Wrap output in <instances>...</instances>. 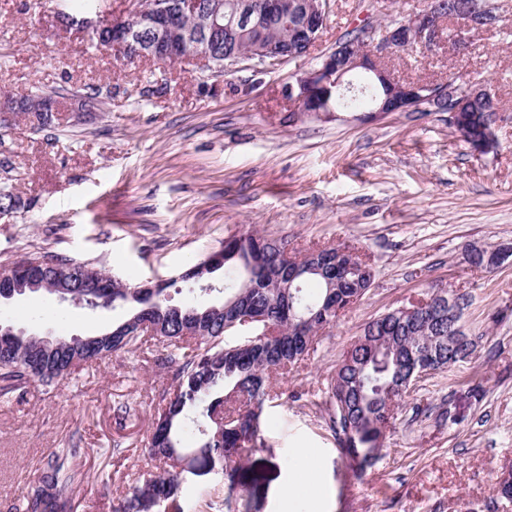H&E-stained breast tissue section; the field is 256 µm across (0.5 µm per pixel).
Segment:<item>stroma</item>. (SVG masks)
Returning a JSON list of instances; mask_svg holds the SVG:
<instances>
[{
  "instance_id": "obj_1",
  "label": "stroma",
  "mask_w": 512,
  "mask_h": 512,
  "mask_svg": "<svg viewBox=\"0 0 512 512\" xmlns=\"http://www.w3.org/2000/svg\"><path fill=\"white\" fill-rule=\"evenodd\" d=\"M25 2L0 0V94H103L96 111L61 113L54 128L35 131L18 115L0 134V187L20 201L0 216V262L52 252L131 284L170 281L175 304L217 299L223 272L211 276L210 293L179 275L241 232L287 238L295 253L348 244L375 269L362 300L275 375L264 447L234 477L186 486V512H512L496 492L512 463V260L492 271L466 261L470 247L512 243V0H498V27L477 34L468 52L449 45L391 62L406 79L453 72L489 82L501 107L499 147L482 156L444 112L310 115L287 97L361 20L384 24L426 0H330L310 55L221 75L127 62L92 48L85 32L59 29L54 0L38 13ZM439 288L467 294L462 324L476 351L409 389L378 461L355 474L331 428L336 365L370 319ZM129 313L122 303L93 310L42 293L0 301L1 324L53 336L106 332ZM176 369L122 351L31 385L25 398H0V512H24L26 488L73 444L87 479L67 512H114L129 484L157 472L142 446ZM302 448L319 468L292 498Z\"/></svg>"
}]
</instances>
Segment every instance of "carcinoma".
I'll list each match as a JSON object with an SVG mask.
<instances>
[{"instance_id":"cac0c4a2","label":"carcinoma","mask_w":512,"mask_h":512,"mask_svg":"<svg viewBox=\"0 0 512 512\" xmlns=\"http://www.w3.org/2000/svg\"><path fill=\"white\" fill-rule=\"evenodd\" d=\"M250 34L238 45L246 53L258 42L282 41L288 28L273 18L258 14ZM482 105L466 113L467 135L482 136ZM288 243L281 238L253 232L224 240V300L175 305L166 296L169 283L162 282L149 310L128 297L133 285L107 282L110 304L129 303L133 314L145 311L162 329L154 336L144 330L128 329L112 342L100 341L87 348L82 360L92 362L113 353L135 351L157 341L163 351L156 362L180 361L174 374V390L157 409L154 427L143 453L164 464L162 472L132 487L119 503V512H183L182 486L218 470L239 469L243 453L265 446L261 415L268 396L271 374L285 370L314 349L319 331L330 326L341 309L361 300L355 278L368 280L371 272L355 263L342 267L343 246L329 247V265L321 272L302 270L296 280L304 304L316 318L300 323L298 310L279 291L288 283ZM27 264L24 273L56 283L68 271L72 260L47 252L26 254L5 262L7 266ZM261 317L257 334L228 343L231 330L224 320L233 315ZM267 326L279 335L263 339L258 333ZM443 322L425 316L399 319L394 312L367 322L363 334L343 355L330 388V406L335 433L343 454L357 458L364 467L375 460L382 447L383 433L395 420L413 359L427 351L435 370L442 371L469 359L476 348L474 339L450 346L443 335ZM65 347L45 351L28 333H18L0 350V397L8 399L30 383L50 384L66 377L70 351L82 345V337L63 338ZM241 402L236 414L224 419L218 430L211 414L229 400ZM73 448H60L55 464L43 474L38 485L24 495V512H65L61 498L85 475L72 467L68 458Z\"/></svg>"}]
</instances>
